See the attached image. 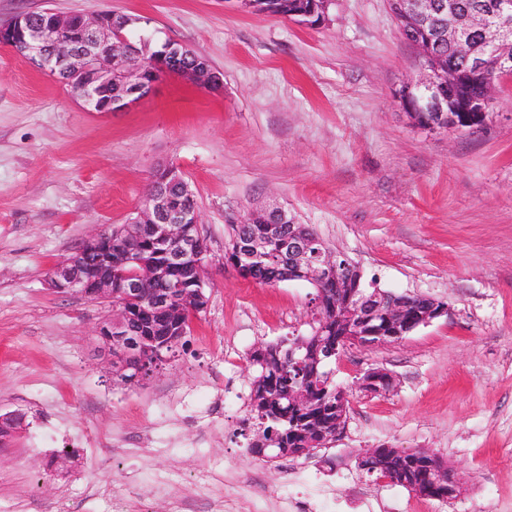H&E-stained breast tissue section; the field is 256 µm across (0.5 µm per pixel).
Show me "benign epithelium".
I'll return each mask as SVG.
<instances>
[{"label": "benign epithelium", "mask_w": 512, "mask_h": 512, "mask_svg": "<svg viewBox=\"0 0 512 512\" xmlns=\"http://www.w3.org/2000/svg\"><path fill=\"white\" fill-rule=\"evenodd\" d=\"M393 11L423 34L433 32L441 41L463 44L478 32L482 51L469 57L466 77L460 87L440 83L426 64L420 65L419 79L404 85L397 93L401 104L410 112L422 115L421 129L433 132L455 124L462 130H480L488 124L496 93L512 81V0H499L486 12L475 10L465 15L456 12L452 0H390ZM48 17L33 23L19 14L0 26V43L19 50L39 69L68 86L74 97L91 112H125L148 95L166 75H177L211 90L224 87L221 74L206 64L186 66L182 53L186 47L164 43L159 66L150 79L143 78L139 50L123 34L126 16L111 10H92L85 14L61 15L52 10ZM496 63V73H487V59ZM162 180L150 187L129 224H147L153 233L152 245L158 247L162 261L148 264L144 248L130 240L122 255L118 272L119 287L112 288L115 269L112 264V232L90 236L70 256L54 266L48 274L50 288L62 295H78L87 300L108 303L112 314L96 328L101 348L109 357L113 370L131 369L130 382L141 384L162 372L185 343L188 331L173 319L175 308L192 304V314L207 308L204 273L209 250L199 228L197 208L182 209L174 205L169 188L194 198L189 183L173 165L164 166ZM233 224H259L260 230L231 239L228 256L239 273L249 274L273 267L281 272L278 281H308L317 291L314 297L315 321L326 326L337 318L333 308H326L322 285L336 282V293L350 302L347 330L331 341L319 339L310 349L299 340L288 343V362L300 368L309 363L329 364L352 346L372 347L402 340L415 329L448 315V304L434 298L383 291L375 286L354 288L352 280L360 274L358 267L344 255L331 250L319 237L311 236L288 210L267 205L231 220ZM197 272L195 287L184 288L170 279L169 273L186 263ZM394 387V378L383 368H371L359 379L358 388L365 394H379ZM288 399L291 424L310 405L311 398L299 388V379L288 375V390L279 392ZM336 412V425L322 432L311 446L295 456H309L331 447L345 428L348 397L341 393L329 402ZM405 457L428 464L425 482L405 483L409 491L431 499L451 500L462 491L461 482L437 456L423 448L408 452L401 448H370L358 456V467L368 470L366 462L386 455Z\"/></svg>", "instance_id": "1"}]
</instances>
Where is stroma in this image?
Wrapping results in <instances>:
<instances>
[{"mask_svg":"<svg viewBox=\"0 0 512 512\" xmlns=\"http://www.w3.org/2000/svg\"><path fill=\"white\" fill-rule=\"evenodd\" d=\"M49 8L114 10L131 41H178L224 78L172 75L125 112H90L0 44V512H292L310 483L350 512H512V88L476 131L414 127L396 93L419 75L387 0H335L307 26L237 0H0V23ZM191 184L210 250L208 305L164 372L114 383L97 354L108 305L55 293L50 269L93 231L124 224L159 166ZM266 202L312 226L380 288L448 303L402 341L349 349L334 377L343 434L314 457L252 458L251 352L312 331L314 289L262 286L227 263L230 216ZM382 367L394 388L364 395ZM427 448L463 490L442 502L356 466L377 446ZM66 473L46 468L64 448Z\"/></svg>","mask_w":512,"mask_h":512,"instance_id":"35a3bbf8","label":"stroma"}]
</instances>
